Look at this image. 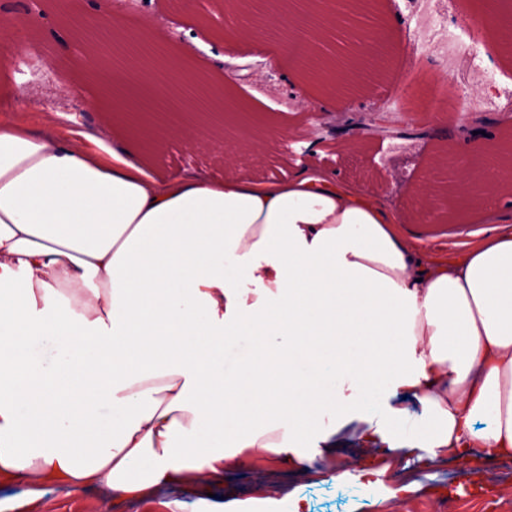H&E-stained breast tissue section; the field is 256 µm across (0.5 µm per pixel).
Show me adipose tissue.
<instances>
[{"mask_svg":"<svg viewBox=\"0 0 512 512\" xmlns=\"http://www.w3.org/2000/svg\"><path fill=\"white\" fill-rule=\"evenodd\" d=\"M226 48L264 19L227 8ZM455 240L384 194L300 166L278 180L147 172L74 122H0V483L117 501L224 482L262 448L512 456V214Z\"/></svg>","mask_w":512,"mask_h":512,"instance_id":"1","label":"adipose tissue"}]
</instances>
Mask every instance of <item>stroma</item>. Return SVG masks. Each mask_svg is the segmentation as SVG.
I'll return each instance as SVG.
<instances>
[{"instance_id":"35a3bbf8","label":"stroma","mask_w":512,"mask_h":512,"mask_svg":"<svg viewBox=\"0 0 512 512\" xmlns=\"http://www.w3.org/2000/svg\"><path fill=\"white\" fill-rule=\"evenodd\" d=\"M377 2L397 54L387 69L367 77L366 88L331 97L328 113L318 124H309L299 110L310 86L291 69L278 37L264 36L260 44L244 45L234 53L239 64L234 94L249 104L259 121L278 122L293 140L310 142L308 160L338 178L369 189L370 170L390 173L385 190L415 225L420 218L419 187L443 141L457 137L460 112L470 109L478 127L493 138L512 121V45L487 32L472 51L457 50L468 21L474 18L469 0ZM128 14L152 15L159 33L183 45L197 70L220 73L224 44L195 20L193 8L180 6L177 0H133ZM40 27V36L25 40L24 47L38 49L42 62L15 75L0 51V81H21L38 94L57 83L79 80L88 92H96L94 79L79 78L80 50L62 39L55 17L46 15ZM485 77L497 86L494 97L468 107L453 100L457 88ZM429 80L435 81L446 102L436 119L401 92L403 84ZM381 112L408 114L412 124L404 138L375 133L361 150L342 147L338 127L352 117L366 119ZM135 149L148 169L158 173L182 168L211 174L224 171L222 150L214 143L192 153L176 142L155 150L139 142ZM234 160L236 173L249 178H284L291 170L282 143L260 156L235 154ZM364 454L359 448L350 456L320 458L303 472L273 461L266 452L231 486L207 484L191 493L161 488L150 503H116L103 488L70 493L53 485L44 487L41 498L34 501L28 484H0V512H392L400 499L412 512H432V497L439 489L453 491L455 512H512V458L498 460L496 474L489 480L466 473L467 463L458 457L442 455L430 467L421 468L401 450L382 448L363 475H353L356 458ZM342 470L348 473L346 480H335V473Z\"/></svg>"}]
</instances>
